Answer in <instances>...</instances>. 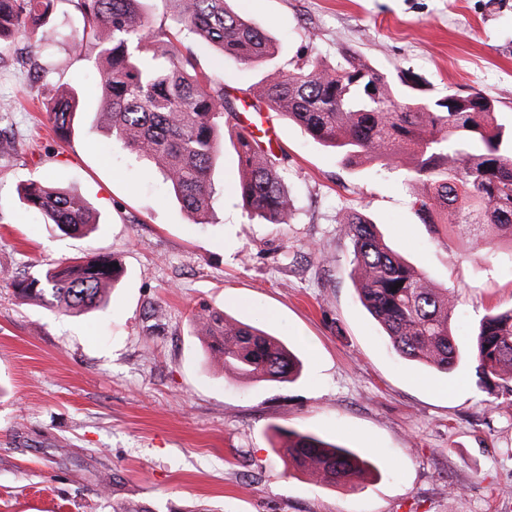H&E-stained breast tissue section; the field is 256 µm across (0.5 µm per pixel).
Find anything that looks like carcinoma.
Segmentation results:
<instances>
[{"mask_svg":"<svg viewBox=\"0 0 512 512\" xmlns=\"http://www.w3.org/2000/svg\"><path fill=\"white\" fill-rule=\"evenodd\" d=\"M60 0H0V48L21 30L36 33ZM82 29L60 32L78 57L94 54L100 75L104 127L130 154L156 165L181 207L204 224L213 206L211 171L224 145V113L236 111L224 83L198 72L190 43L209 42L262 77L252 108L266 105L302 127L341 164L368 161L406 171L418 187V223L465 229L476 245L512 243V122L503 123L494 102L478 93H450L432 101L411 93L405 74L394 80L344 52L329 63L309 55L284 71L267 66L275 45L262 24L228 6V0H172L166 26L154 27L146 0H70ZM78 98L56 97L48 118L55 135L68 140ZM238 193L250 217L287 224L297 210L285 184L284 159L254 144L238 155ZM27 207L69 236L96 224L79 195L42 181L21 188ZM351 245L350 277L361 303L383 328L402 359L450 373L474 364L479 383L497 389L512 406V308L492 309L478 322L464 350L453 333L452 291L438 288L377 234L358 210L342 215ZM110 255L79 256L65 265L12 281L16 294L35 300L50 295L57 310L77 316L94 309L122 274ZM403 286L392 290L397 283ZM209 336L208 351L224 372L258 382L291 383L300 362L277 337L222 310L193 315ZM288 472L310 471L328 485L351 484L371 468L366 457L306 432L275 428Z\"/></svg>","mask_w":512,"mask_h":512,"instance_id":"obj_1","label":"carcinoma"}]
</instances>
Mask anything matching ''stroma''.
<instances>
[{"instance_id": "35a3bbf8", "label": "stroma", "mask_w": 512, "mask_h": 512, "mask_svg": "<svg viewBox=\"0 0 512 512\" xmlns=\"http://www.w3.org/2000/svg\"><path fill=\"white\" fill-rule=\"evenodd\" d=\"M279 47L275 67L348 49L389 75L411 72L432 98L478 92L512 119V0H231ZM248 111L257 68L193 44ZM21 40L0 48V512H512V410L496 409L471 366L452 374L397 357L348 276L338 223L354 208L437 287L456 295L461 347L487 310L512 306V245L495 250L419 224L415 188L396 172L344 166L285 116L269 113L297 200L291 223L249 220L235 186L232 137L213 177L218 195L195 223L161 177L97 122L98 74L64 43L46 69L22 66ZM74 89L68 141L48 120L46 86ZM42 180L83 197L85 237L53 232L26 208ZM325 245V255L307 251ZM455 261H448V251ZM81 254H109L124 274L107 302L79 316L15 296L11 279ZM205 302L278 337L302 362L275 384L212 364L191 313ZM315 434L375 465L357 488L289 474L275 428ZM457 496H449V488Z\"/></svg>"}]
</instances>
